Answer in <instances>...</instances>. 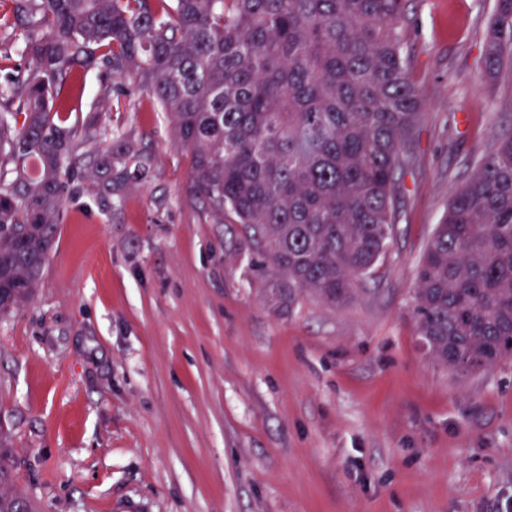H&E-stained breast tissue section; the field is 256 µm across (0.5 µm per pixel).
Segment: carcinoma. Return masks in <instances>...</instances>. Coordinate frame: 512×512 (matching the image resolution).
<instances>
[{
	"label": "carcinoma",
	"instance_id": "carcinoma-1",
	"mask_svg": "<svg viewBox=\"0 0 512 512\" xmlns=\"http://www.w3.org/2000/svg\"><path fill=\"white\" fill-rule=\"evenodd\" d=\"M4 29L30 60L0 83V315L24 306L78 180L104 211L150 177L131 132L70 117V85L137 95L191 154L184 195L241 227L267 303L342 306L382 261L396 173L421 95L405 0H13ZM486 78L512 77V0H496ZM413 316L436 361L466 378L512 359V135L451 197L417 267ZM0 448V512H31Z\"/></svg>",
	"mask_w": 512,
	"mask_h": 512
}]
</instances>
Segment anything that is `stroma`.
Returning <instances> with one entry per match:
<instances>
[{
  "instance_id": "stroma-1",
  "label": "stroma",
  "mask_w": 512,
  "mask_h": 512,
  "mask_svg": "<svg viewBox=\"0 0 512 512\" xmlns=\"http://www.w3.org/2000/svg\"><path fill=\"white\" fill-rule=\"evenodd\" d=\"M493 9L408 0L422 106L395 236L336 308H270L235 225L185 198L164 113L77 78L73 119L131 131L153 176L111 213L89 186L68 198L31 301L0 317V431L34 512H505L512 360L459 378L412 316L450 197L512 132V86L483 66Z\"/></svg>"
}]
</instances>
